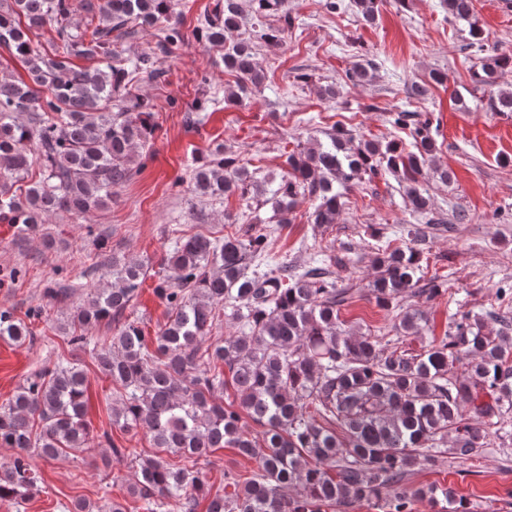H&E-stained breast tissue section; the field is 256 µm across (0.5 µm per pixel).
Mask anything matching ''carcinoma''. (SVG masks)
Here are the masks:
<instances>
[{
  "instance_id": "carcinoma-1",
  "label": "carcinoma",
  "mask_w": 512,
  "mask_h": 512,
  "mask_svg": "<svg viewBox=\"0 0 512 512\" xmlns=\"http://www.w3.org/2000/svg\"><path fill=\"white\" fill-rule=\"evenodd\" d=\"M284 0H250L256 23L251 37L228 40L237 31L241 0H216L196 29L205 45L224 47V72L236 88L225 100L254 92L264 75L254 44H275L296 17ZM331 12L352 10L366 25L376 24L379 0H321ZM448 14L469 26L479 64L473 83L487 97L488 112L512 114V90L497 87L499 74L512 69V53L488 51L477 26L475 0H446ZM91 14L80 27L77 8ZM274 17L275 23L263 19ZM163 24V40L131 65L116 60L112 33L128 34V24ZM50 26L55 55L46 57L30 39ZM173 19V0H8L0 8V47L25 65L27 79L0 74V219L24 236L58 212L90 214L112 203L114 190L133 176L135 150L149 141L148 98L130 91L136 72L159 78V55L183 43ZM73 56L103 58L106 66L82 69ZM331 145L287 156L288 171L271 193L288 224L298 195L316 201L312 223H336L343 195L334 183L389 173L405 184L410 209L423 212L429 199L419 183L449 179L430 165L435 141L429 120L414 122L413 149L395 140L364 139L353 149L343 130ZM202 197L265 194L236 156L219 146L193 169ZM267 234L210 237L183 234L164 259L177 281L158 279L156 295L171 315L150 348L140 322L127 316L147 276L149 264L136 257H112L109 288L89 289L72 307L64 330L72 351L90 353L111 379L112 426L141 433L158 452L137 459L128 493L142 512H338L372 505L381 512H414L415 501L435 505L451 491L420 487L409 496L401 485L411 471L445 452L461 463L484 447L494 429L499 447H512V322L488 333L484 315L463 312L444 336L431 337L416 354L382 344L383 337L355 336L340 318L352 289L337 286L325 266L298 268L267 264L248 272L247 260L266 252ZM421 255L395 248L375 258L369 293L377 305L396 312L393 329L418 337L428 324L423 305L446 292L433 277L420 284ZM72 286L54 282L45 296L59 303ZM409 297L416 305H403ZM242 331L202 348L220 315ZM112 335L88 336L101 322ZM33 336L30 324L0 310V339L21 342ZM89 381L73 359L62 356L53 368L36 373L0 405V447L14 456L0 464V500H23L41 482L33 456L54 460L106 443L112 456L132 452L104 430L96 436L86 420ZM232 390L234 404L215 401ZM246 415L261 428L255 437L240 426ZM258 462V473L243 481L224 472L226 491L210 494L203 465L218 449ZM65 512H126L116 500L97 507L78 501Z\"/></svg>"
}]
</instances>
